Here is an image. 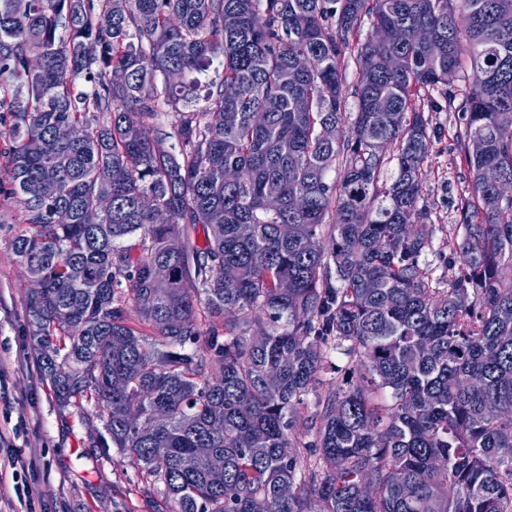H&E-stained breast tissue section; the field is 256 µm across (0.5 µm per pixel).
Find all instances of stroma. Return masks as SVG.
Wrapping results in <instances>:
<instances>
[{"label":"stroma","mask_w":512,"mask_h":512,"mask_svg":"<svg viewBox=\"0 0 512 512\" xmlns=\"http://www.w3.org/2000/svg\"><path fill=\"white\" fill-rule=\"evenodd\" d=\"M432 123L442 135L424 165L423 187L434 224L436 273L449 281L456 267L445 260L448 227L460 221L457 202L468 172L455 148L453 113L434 112ZM15 209L0 192V368L10 399L0 403V430L11 443L0 447V459L11 448L34 454L42 497L36 512H153L156 496L139 466L116 448L98 447L96 408L61 407L39 370L25 318L33 283L13 251L27 227L17 223Z\"/></svg>","instance_id":"stroma-1"}]
</instances>
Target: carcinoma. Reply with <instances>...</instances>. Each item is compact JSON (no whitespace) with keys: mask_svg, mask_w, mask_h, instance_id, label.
Segmentation results:
<instances>
[{"mask_svg":"<svg viewBox=\"0 0 512 512\" xmlns=\"http://www.w3.org/2000/svg\"><path fill=\"white\" fill-rule=\"evenodd\" d=\"M10 87L42 371L157 512H512V200L486 178L512 183V0H0ZM443 104L469 175L445 283L422 181Z\"/></svg>","mask_w":512,"mask_h":512,"instance_id":"obj_1","label":"carcinoma"}]
</instances>
